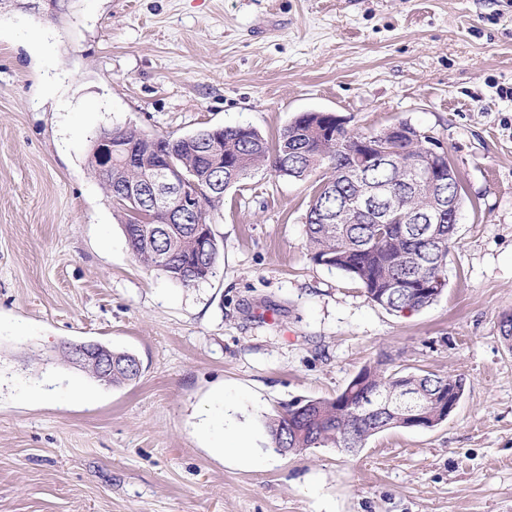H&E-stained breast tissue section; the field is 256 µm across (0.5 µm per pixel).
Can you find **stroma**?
I'll use <instances>...</instances> for the list:
<instances>
[{
  "label": "stroma",
  "mask_w": 512,
  "mask_h": 512,
  "mask_svg": "<svg viewBox=\"0 0 512 512\" xmlns=\"http://www.w3.org/2000/svg\"><path fill=\"white\" fill-rule=\"evenodd\" d=\"M47 36L39 57L28 32ZM406 121L462 186L447 285L395 313L316 264L314 178L264 171L210 213L216 274L130 252L90 163L102 130L275 139L302 112ZM512 0H7L0 7V512H512ZM133 353L112 387L68 343ZM463 377L455 412L357 454L274 451L264 422L358 371ZM259 462L204 431L221 393Z\"/></svg>",
  "instance_id": "35a3bbf8"
}]
</instances>
